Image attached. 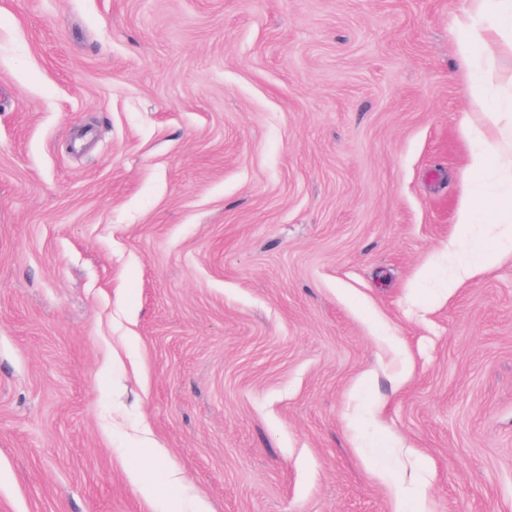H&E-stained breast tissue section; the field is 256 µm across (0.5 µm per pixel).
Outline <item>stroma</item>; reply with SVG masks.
Segmentation results:
<instances>
[{
  "instance_id": "stroma-1",
  "label": "stroma",
  "mask_w": 512,
  "mask_h": 512,
  "mask_svg": "<svg viewBox=\"0 0 512 512\" xmlns=\"http://www.w3.org/2000/svg\"><path fill=\"white\" fill-rule=\"evenodd\" d=\"M468 6L0 0V512H512Z\"/></svg>"
}]
</instances>
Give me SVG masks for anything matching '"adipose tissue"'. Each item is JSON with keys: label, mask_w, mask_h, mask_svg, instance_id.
Returning a JSON list of instances; mask_svg holds the SVG:
<instances>
[{"label": "adipose tissue", "mask_w": 512, "mask_h": 512, "mask_svg": "<svg viewBox=\"0 0 512 512\" xmlns=\"http://www.w3.org/2000/svg\"><path fill=\"white\" fill-rule=\"evenodd\" d=\"M458 30L459 56L469 73L470 109L478 114L479 123L464 127L465 134L475 135L476 144L468 167V187L456 214L457 231L448 244L452 251L469 244L471 226L482 212L499 211V196L488 187L490 170L512 178V138L500 130L498 110L490 104L497 74L490 58L479 51L480 45L512 34V0H471ZM499 213L500 223H512V213Z\"/></svg>", "instance_id": "obj_1"}]
</instances>
